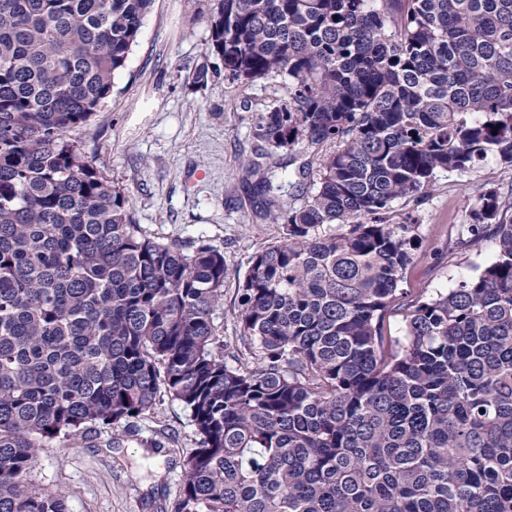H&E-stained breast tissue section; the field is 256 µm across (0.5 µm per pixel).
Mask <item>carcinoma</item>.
I'll list each match as a JSON object with an SVG mask.
<instances>
[{"label": "carcinoma", "mask_w": 512, "mask_h": 512, "mask_svg": "<svg viewBox=\"0 0 512 512\" xmlns=\"http://www.w3.org/2000/svg\"><path fill=\"white\" fill-rule=\"evenodd\" d=\"M152 2L0 0V512H67L32 479L43 440L115 448L163 393L197 435L172 512H512V192L456 241L494 236L493 260L384 323L415 244L394 203L512 168V0H216L224 79L285 85L252 118L265 154L330 146L298 208L247 167L280 233L239 283L237 366L224 251L145 235L72 139Z\"/></svg>", "instance_id": "1"}]
</instances>
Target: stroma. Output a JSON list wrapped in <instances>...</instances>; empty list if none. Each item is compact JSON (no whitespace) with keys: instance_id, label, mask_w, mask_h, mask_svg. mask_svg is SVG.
Returning a JSON list of instances; mask_svg holds the SVG:
<instances>
[{"instance_id":"1","label":"stroma","mask_w":512,"mask_h":512,"mask_svg":"<svg viewBox=\"0 0 512 512\" xmlns=\"http://www.w3.org/2000/svg\"><path fill=\"white\" fill-rule=\"evenodd\" d=\"M214 7L215 0H155L105 111L77 139L123 190L143 233L163 243L204 238L222 248L224 301L216 315L230 338L239 330L238 286L249 260L280 231L251 206L242 162L259 158L267 168L287 163L291 184L279 200L298 206L303 198L293 185L315 151L284 149L262 158L251 119L287 94L276 79L247 85L225 81L222 62L208 52ZM204 62L212 75L201 87L193 78ZM491 185L512 189V168L490 159L467 177L441 172L430 196L395 203L393 221L410 215L417 221L418 246L402 282L410 295L435 296L492 260L491 236L448 252L468 209ZM111 438V429L101 427L68 448L48 441L35 480L57 488L68 512H170L183 463L197 441L187 411L160 396L122 447L110 448Z\"/></svg>"}]
</instances>
